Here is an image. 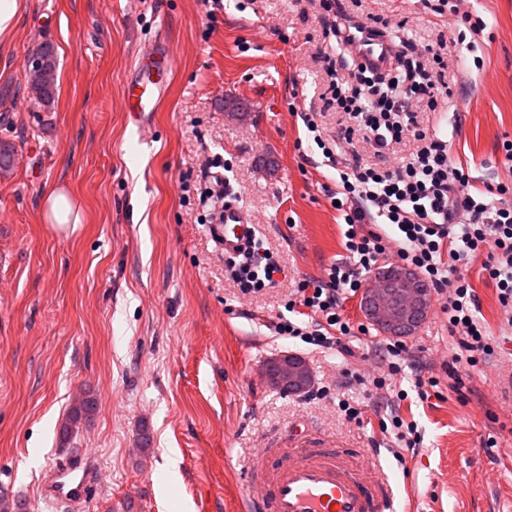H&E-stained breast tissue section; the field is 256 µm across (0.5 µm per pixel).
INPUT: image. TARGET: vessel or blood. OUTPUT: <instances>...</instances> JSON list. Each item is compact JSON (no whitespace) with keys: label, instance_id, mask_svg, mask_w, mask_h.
I'll list each match as a JSON object with an SVG mask.
<instances>
[{"label":"vessel or blood","instance_id":"vessel-or-blood-1","mask_svg":"<svg viewBox=\"0 0 512 512\" xmlns=\"http://www.w3.org/2000/svg\"><path fill=\"white\" fill-rule=\"evenodd\" d=\"M173 54L165 39L142 55L124 87L129 117L143 123L157 111L170 85ZM256 228L236 203L224 206L218 243L225 252L246 247ZM252 512H393L388 480L376 468L358 467L350 452L310 435L290 438L278 454L263 452L249 467ZM88 459L78 454L57 467L53 495L79 512L89 493Z\"/></svg>","mask_w":512,"mask_h":512}]
</instances>
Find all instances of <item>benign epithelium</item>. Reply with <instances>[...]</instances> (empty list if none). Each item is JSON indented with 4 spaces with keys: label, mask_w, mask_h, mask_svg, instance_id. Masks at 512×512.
<instances>
[{
    "label": "benign epithelium",
    "mask_w": 512,
    "mask_h": 512,
    "mask_svg": "<svg viewBox=\"0 0 512 512\" xmlns=\"http://www.w3.org/2000/svg\"><path fill=\"white\" fill-rule=\"evenodd\" d=\"M419 274L409 268L393 265L376 272L365 288L361 301L368 302L366 319L387 336L395 335L399 326H410L415 314L428 309L431 297L418 287ZM283 369H298L299 387L310 383L312 376L306 361L294 353L281 355Z\"/></svg>",
    "instance_id": "1"
}]
</instances>
